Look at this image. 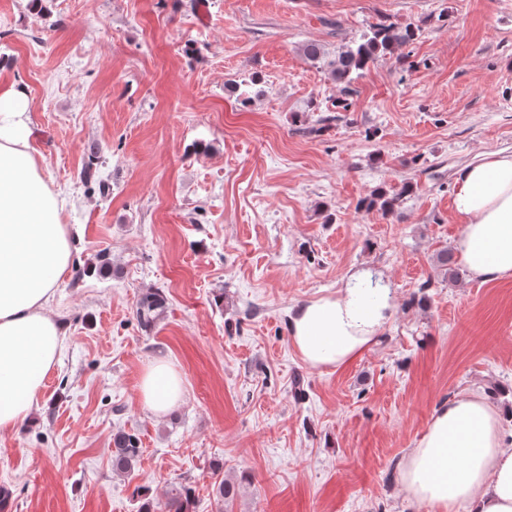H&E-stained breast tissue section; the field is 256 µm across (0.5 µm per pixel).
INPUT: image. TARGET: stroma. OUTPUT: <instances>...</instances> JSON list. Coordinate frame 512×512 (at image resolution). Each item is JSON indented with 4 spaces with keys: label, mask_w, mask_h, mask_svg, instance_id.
<instances>
[{
    "label": "stroma",
    "mask_w": 512,
    "mask_h": 512,
    "mask_svg": "<svg viewBox=\"0 0 512 512\" xmlns=\"http://www.w3.org/2000/svg\"><path fill=\"white\" fill-rule=\"evenodd\" d=\"M380 22L419 33L350 85L300 51ZM14 82L73 249L53 304L66 348L0 437L8 512H137L136 486L178 481L221 512L213 483L244 472L232 512H421L398 466L439 404L490 396L512 441V279L437 261L462 231L461 169L512 152V0H0ZM407 183L394 213L360 208ZM356 272L393 316L352 363L310 368L288 318ZM149 288L166 308L145 330ZM157 358L187 391L162 418L140 399ZM120 429L143 448L128 475ZM166 300L158 291H149L139 298L135 315L140 326L151 329L166 308ZM112 470L117 474H130L140 460L142 448L135 434L117 430L112 436Z\"/></svg>",
    "instance_id": "obj_1"
}]
</instances>
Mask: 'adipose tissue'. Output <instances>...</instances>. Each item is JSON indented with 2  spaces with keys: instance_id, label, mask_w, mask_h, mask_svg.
I'll return each mask as SVG.
<instances>
[{
  "instance_id": "ef3b65f1",
  "label": "adipose tissue",
  "mask_w": 512,
  "mask_h": 512,
  "mask_svg": "<svg viewBox=\"0 0 512 512\" xmlns=\"http://www.w3.org/2000/svg\"><path fill=\"white\" fill-rule=\"evenodd\" d=\"M29 95L18 84L0 89V436L30 416L47 373L66 345L51 304L71 266L66 201L47 179L31 145ZM457 241L472 277L512 278V152L479 157L457 179ZM362 275L346 288L300 306L288 331L312 368H338L371 348L392 316L388 289L375 302L361 294ZM141 400L156 417L185 398L180 372L165 359L142 377ZM407 497L427 512H512V446L502 411L470 394L441 404L399 466Z\"/></svg>"
}]
</instances>
